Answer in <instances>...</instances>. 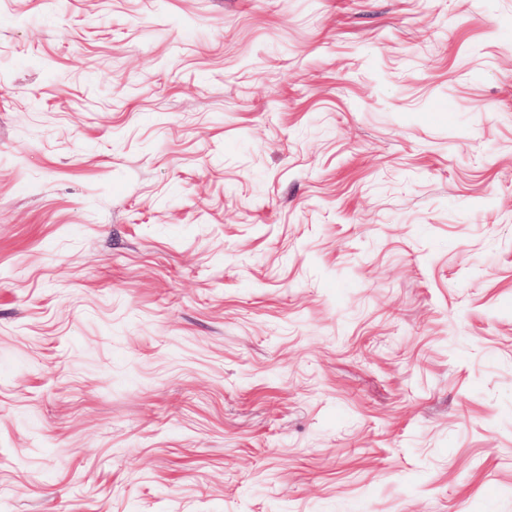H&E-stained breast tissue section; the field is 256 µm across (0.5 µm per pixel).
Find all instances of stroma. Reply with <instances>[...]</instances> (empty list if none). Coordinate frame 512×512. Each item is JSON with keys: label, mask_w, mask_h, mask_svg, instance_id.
<instances>
[{"label": "stroma", "mask_w": 512, "mask_h": 512, "mask_svg": "<svg viewBox=\"0 0 512 512\" xmlns=\"http://www.w3.org/2000/svg\"><path fill=\"white\" fill-rule=\"evenodd\" d=\"M0 512H512V0H0Z\"/></svg>", "instance_id": "35a3bbf8"}]
</instances>
